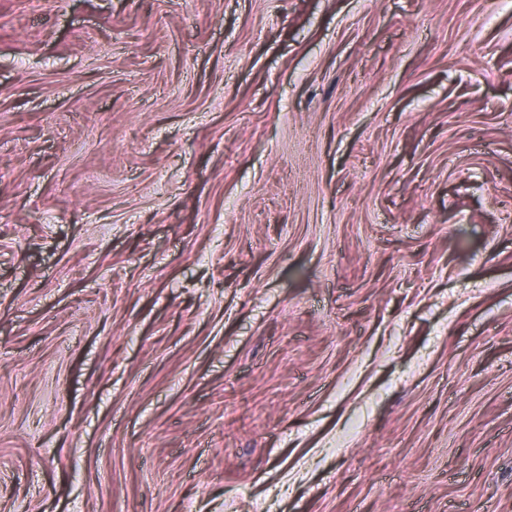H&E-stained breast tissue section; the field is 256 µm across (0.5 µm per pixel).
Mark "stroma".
Listing matches in <instances>:
<instances>
[{
  "label": "stroma",
  "mask_w": 512,
  "mask_h": 512,
  "mask_svg": "<svg viewBox=\"0 0 512 512\" xmlns=\"http://www.w3.org/2000/svg\"><path fill=\"white\" fill-rule=\"evenodd\" d=\"M0 512H512V0H0Z\"/></svg>",
  "instance_id": "1"
}]
</instances>
